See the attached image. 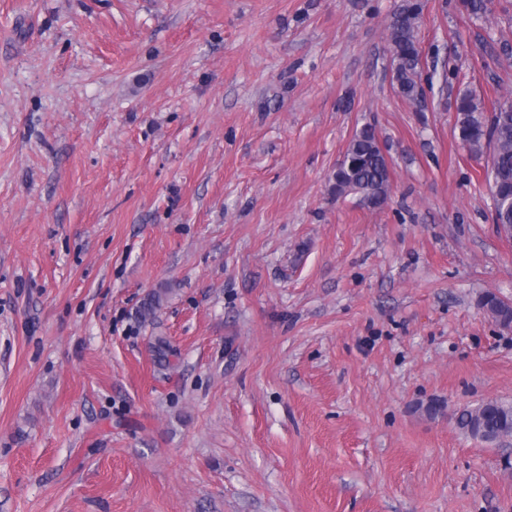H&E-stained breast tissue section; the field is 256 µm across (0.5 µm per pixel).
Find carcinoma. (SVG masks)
Instances as JSON below:
<instances>
[{
  "instance_id": "1",
  "label": "carcinoma",
  "mask_w": 512,
  "mask_h": 512,
  "mask_svg": "<svg viewBox=\"0 0 512 512\" xmlns=\"http://www.w3.org/2000/svg\"><path fill=\"white\" fill-rule=\"evenodd\" d=\"M426 8L425 0H401L391 15L386 29L393 81L398 92L409 101L422 96L419 83L422 52L420 22ZM458 137L476 158L490 157L486 178L492 195L507 202L512 200V104L505 97L486 108L483 101L469 91L454 100ZM390 168L387 155L380 148L376 129L365 124L356 129L336 168L329 177L331 194L340 198L350 194L360 205L380 210L387 205L390 192ZM163 296L152 293L142 304L140 317L154 318ZM480 305L506 328L512 323V302L494 293L485 294ZM456 427L482 441L497 443L512 436V404L489 401L453 414Z\"/></svg>"
}]
</instances>
